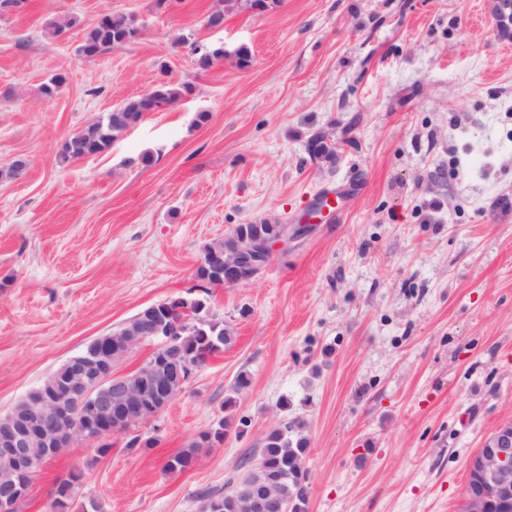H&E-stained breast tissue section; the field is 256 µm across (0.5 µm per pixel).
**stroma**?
<instances>
[{
	"label": "stroma",
	"mask_w": 512,
	"mask_h": 512,
	"mask_svg": "<svg viewBox=\"0 0 512 512\" xmlns=\"http://www.w3.org/2000/svg\"><path fill=\"white\" fill-rule=\"evenodd\" d=\"M215 4L0 12V169L27 162L0 177V413L164 299L206 297L233 332L106 456L79 440L47 462L17 512H52L73 472L67 512H199L287 420L309 442V512H460L469 457L512 419V42L486 0H281L217 31ZM106 14L141 32L86 58L83 36ZM69 18L66 37L49 35ZM187 35L224 59L197 69L175 45ZM161 81L194 91L58 163L65 139ZM317 131L337 142L334 164L310 157ZM326 195L342 217L322 215L249 284L201 293L207 244L240 224L297 223ZM227 416L246 433L166 471ZM133 434L154 447L128 450Z\"/></svg>",
	"instance_id": "35a3bbf8"
}]
</instances>
